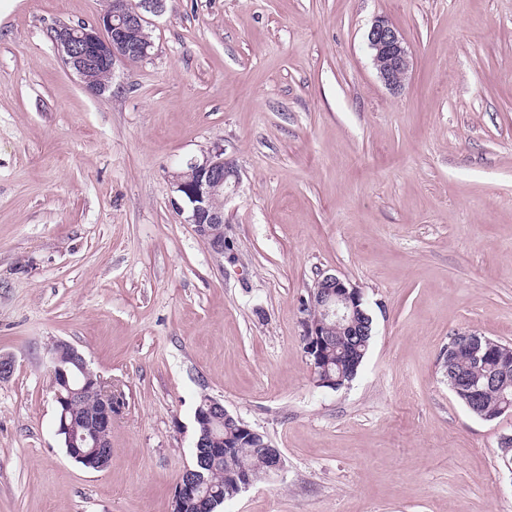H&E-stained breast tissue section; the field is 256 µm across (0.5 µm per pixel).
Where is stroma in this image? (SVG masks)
Listing matches in <instances>:
<instances>
[{
	"label": "stroma",
	"instance_id": "stroma-1",
	"mask_svg": "<svg viewBox=\"0 0 512 512\" xmlns=\"http://www.w3.org/2000/svg\"><path fill=\"white\" fill-rule=\"evenodd\" d=\"M107 7L0 0V512H171L205 396L283 459L217 512H512V415L442 367L457 332L512 345V0H166L96 97L52 33ZM378 16L410 53L395 91ZM217 147L220 259L171 179ZM322 272L373 320L337 390L301 340ZM57 340L124 399L103 470L55 434ZM367 43L380 80L392 89L400 87L410 68L407 44L400 30L380 17L370 27ZM455 386L459 388V390H463L467 396V400L469 402V407L474 411H479V406L481 403V409L485 412V414L494 415V416H483V419L490 418H498L502 414L509 412L512 414L511 406H504L507 402H511L512 405V383L508 385L506 388H490L485 391L483 394V399L481 402V395L484 392V389L479 388L478 385L467 384V380H457L454 382ZM498 412H500L498 415Z\"/></svg>",
	"mask_w": 512,
	"mask_h": 512
}]
</instances>
